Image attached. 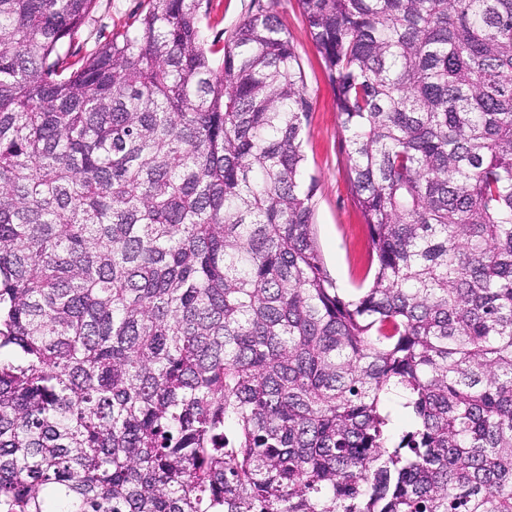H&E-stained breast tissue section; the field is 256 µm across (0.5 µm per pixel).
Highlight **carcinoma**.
<instances>
[{
	"label": "carcinoma",
	"mask_w": 512,
	"mask_h": 512,
	"mask_svg": "<svg viewBox=\"0 0 512 512\" xmlns=\"http://www.w3.org/2000/svg\"><path fill=\"white\" fill-rule=\"evenodd\" d=\"M372 278L313 232L258 7L0 0V512H512V0H298ZM142 0H97L93 20L75 38L73 49L81 55L94 52L105 38L121 30L140 12Z\"/></svg>",
	"instance_id": "cac0c4a2"
}]
</instances>
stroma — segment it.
I'll list each match as a JSON object with an SVG mask.
<instances>
[{"mask_svg":"<svg viewBox=\"0 0 512 512\" xmlns=\"http://www.w3.org/2000/svg\"><path fill=\"white\" fill-rule=\"evenodd\" d=\"M142 0H97L92 21L75 38L80 54L94 52L111 32L140 11ZM275 13L288 28L305 75L311 111L305 125L304 150L309 172L317 179L314 224L317 245L338 287L350 290L365 280L371 254L368 227L350 182L345 133L336 112V93L302 21L298 0H209L202 21L207 44L224 45L257 5Z\"/></svg>","mask_w":512,"mask_h":512,"instance_id":"obj_1","label":"stroma"}]
</instances>
